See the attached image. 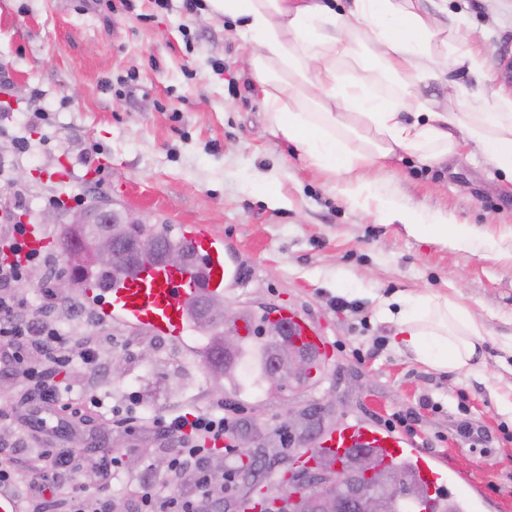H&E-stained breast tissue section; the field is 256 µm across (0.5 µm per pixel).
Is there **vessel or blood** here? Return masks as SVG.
<instances>
[{
  "mask_svg": "<svg viewBox=\"0 0 512 512\" xmlns=\"http://www.w3.org/2000/svg\"><path fill=\"white\" fill-rule=\"evenodd\" d=\"M183 236L197 258L196 264L176 270L159 260L141 263L110 288L109 302L102 312L104 320L171 340L182 339L196 327L199 300L223 296L228 267L223 241L212 237L203 225L188 226ZM270 317L282 325L293 347L316 359L327 354V338L300 311L284 307L272 311ZM359 450L375 453L386 466L411 467L414 480L427 489L429 497L411 504L410 512H433L438 496L452 482L448 471L434 458L382 427L346 424L322 435L312 453L339 466Z\"/></svg>",
  "mask_w": 512,
  "mask_h": 512,
  "instance_id": "b4317fda",
  "label": "vessel or blood"
}]
</instances>
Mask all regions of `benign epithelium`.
<instances>
[{
    "mask_svg": "<svg viewBox=\"0 0 512 512\" xmlns=\"http://www.w3.org/2000/svg\"><path fill=\"white\" fill-rule=\"evenodd\" d=\"M89 215L85 210L70 214V227L81 229L86 234L83 245L65 247V258L70 267L94 266L103 260H110L120 249L118 237L121 231L109 227L113 223L112 208L102 206L98 212L96 226L90 228ZM137 253L150 256L159 247V238L154 235H135L129 238ZM206 314L212 313L224 317V352L235 348L238 337L236 327L239 313L223 311V304L217 299L205 298ZM306 369L304 360L297 354L288 357L278 356L266 377L268 392L278 395L282 391L285 378H295ZM379 472L378 464L370 457H361L353 469L343 475L330 471L314 469L303 472L277 485L270 495L273 506L279 507L288 502H297L302 512H391L392 498L373 497L367 486L373 482ZM345 484L347 496L342 497L333 491V487Z\"/></svg>",
    "mask_w": 512,
    "mask_h": 512,
    "instance_id": "benign-epithelium-1",
    "label": "benign epithelium"
}]
</instances>
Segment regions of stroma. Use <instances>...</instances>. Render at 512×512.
<instances>
[{
    "instance_id": "35a3bbf8",
    "label": "stroma",
    "mask_w": 512,
    "mask_h": 512,
    "mask_svg": "<svg viewBox=\"0 0 512 512\" xmlns=\"http://www.w3.org/2000/svg\"><path fill=\"white\" fill-rule=\"evenodd\" d=\"M456 26L460 47H480L484 73L420 87L461 110L474 92L512 95V0H424ZM250 52L231 19L186 11L183 0H0V200L31 216L104 196L121 214L181 233L202 224L224 241L239 277L223 301L261 315L291 306L327 336L330 359L311 382L279 396L243 380L229 399L189 335L172 341L99 316L82 290L46 310L72 341L97 340L103 370L67 373L103 409L76 419L25 394L0 366V452L78 448L75 493L115 457L112 487L162 478L170 445L156 421L177 412L230 408L235 452L213 463L236 478L211 499L235 501L286 476L287 457L347 422L393 427L430 452L468 488L481 512H512V180L462 147L432 167L403 154L371 171L366 205L341 192V176L312 165L269 127L262 95L244 66ZM68 186L51 178L58 158ZM27 171L16 181L17 171ZM80 201H65L66 193ZM384 206L435 222L451 215L481 227L459 249L407 236L380 222ZM448 296L488 333L481 365L434 371L393 340L381 303L404 295ZM472 428L478 439L464 435ZM264 461L254 485L237 470Z\"/></svg>"
}]
</instances>
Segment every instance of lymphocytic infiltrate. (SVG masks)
<instances>
[{
	"label": "lymphocytic infiltrate",
	"mask_w": 512,
	"mask_h": 512,
	"mask_svg": "<svg viewBox=\"0 0 512 512\" xmlns=\"http://www.w3.org/2000/svg\"><path fill=\"white\" fill-rule=\"evenodd\" d=\"M25 235V225L16 222L8 225L0 240V246L11 256L10 261L0 262V352H9L13 371L27 381L30 391L67 408L91 403L87 392H76L73 385L57 380L56 373L77 361L86 371H97L96 349L88 343L72 342L55 322L31 314L29 300L18 291L29 270L40 263L39 252L25 250ZM34 351L39 354L35 360L30 357ZM161 432L175 444L169 460L170 475L193 474L195 494L164 492L157 482L146 481L125 487L123 497L134 503L133 512H204L202 498L209 487L231 483L229 476H216L209 462L218 444L231 440L232 422L212 411L191 417L179 414L165 421ZM41 458V471L25 484L13 457L1 455L0 486L22 489L42 512H111L110 496L96 489L60 497V486L68 484L77 471L74 452L45 448Z\"/></svg>",
	"instance_id": "lymphocytic-infiltrate-1"
}]
</instances>
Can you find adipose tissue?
Segmentation results:
<instances>
[{
    "mask_svg": "<svg viewBox=\"0 0 512 512\" xmlns=\"http://www.w3.org/2000/svg\"><path fill=\"white\" fill-rule=\"evenodd\" d=\"M237 20L251 45L248 70L263 94L270 127L312 163L345 176L343 193L360 204L370 192L365 171L398 154L435 164L474 145L512 177V98L475 97L470 111L436 108L415 93L419 84L446 79L457 68L480 69L479 49L459 50L451 29L435 24L420 0H208ZM355 58L360 76L341 64ZM393 92L376 89L377 78ZM386 222L440 244L470 246L479 235L467 223L417 220L385 209ZM382 311L399 347L434 370L468 372L483 359V324L448 296H404Z\"/></svg>",
    "mask_w": 512,
    "mask_h": 512,
    "instance_id": "1",
    "label": "adipose tissue"
}]
</instances>
